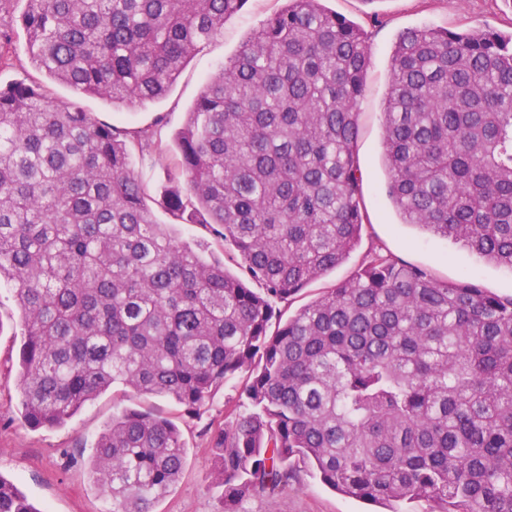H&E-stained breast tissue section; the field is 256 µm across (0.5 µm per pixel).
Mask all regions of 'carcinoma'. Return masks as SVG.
Instances as JSON below:
<instances>
[{"label":"carcinoma","instance_id":"obj_1","mask_svg":"<svg viewBox=\"0 0 512 512\" xmlns=\"http://www.w3.org/2000/svg\"><path fill=\"white\" fill-rule=\"evenodd\" d=\"M246 2L25 0L20 25L49 77L136 105ZM368 64L361 26L285 0L206 81L164 198L233 247L236 274L145 204L131 164L147 131L53 103L35 80L0 86V278L23 323L28 426H61L116 385L195 411L243 374L247 409L210 440L218 512L282 495L308 466L385 512H512V297L375 251L277 313L369 223L355 154ZM383 156L402 223L512 268V34L403 32ZM186 455L170 419L126 408L91 474L112 512H154ZM0 512L39 510L0 474Z\"/></svg>","mask_w":512,"mask_h":512}]
</instances>
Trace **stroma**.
I'll return each instance as SVG.
<instances>
[{
    "mask_svg": "<svg viewBox=\"0 0 512 512\" xmlns=\"http://www.w3.org/2000/svg\"><path fill=\"white\" fill-rule=\"evenodd\" d=\"M284 0H248L226 19L220 34L195 54L159 101L146 105H112L97 97H75L73 91L45 81L53 101H78L97 121L153 132L148 151L136 155L133 169L146 187V202L161 224L173 223L162 205L174 157V140L207 78L224 64L250 34ZM324 6L360 25L368 35L370 61L358 102L360 137L357 155L363 172V201L371 222L349 259L301 292V302L349 278L375 248L407 263L429 269L443 281L468 280L495 294L512 296V269L497 265L453 242L402 223L386 194L388 171L382 157L385 102L394 45L406 30L430 26L452 31H512V0H323ZM21 347L20 313L12 289L0 283V474L12 480L40 512H112L93 483L92 446L113 412L126 407L148 409L173 420L188 448L181 480L154 506L155 512H218L210 489L209 441L222 427L229 409L239 403L237 382L224 383L199 412L161 398H140L115 388L86 404L65 426L32 429L20 414L16 364ZM244 512H372V507L302 475L274 499H251Z\"/></svg>",
    "mask_w": 512,
    "mask_h": 512,
    "instance_id": "obj_1",
    "label": "stroma"
}]
</instances>
